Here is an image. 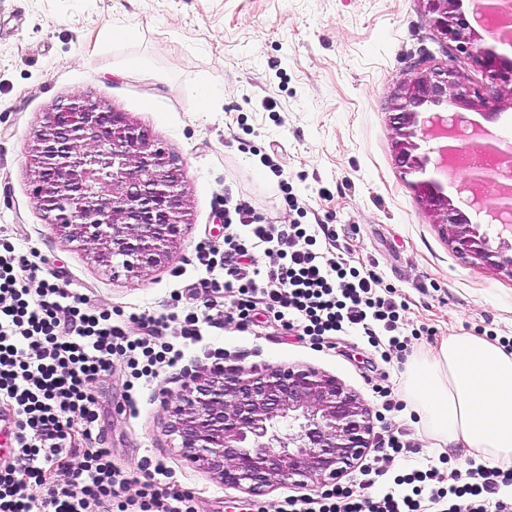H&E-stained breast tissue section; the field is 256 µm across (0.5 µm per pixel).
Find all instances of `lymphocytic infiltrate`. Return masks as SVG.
<instances>
[{"mask_svg": "<svg viewBox=\"0 0 512 512\" xmlns=\"http://www.w3.org/2000/svg\"><path fill=\"white\" fill-rule=\"evenodd\" d=\"M228 222L223 250L201 244L198 264L209 273L208 285L224 292L223 313L195 310L182 316L184 340L198 342L219 322L248 327L258 315H273L285 330L322 344L333 336L358 332L373 347L388 344L403 351L404 323L395 299L382 293L383 281L371 269L326 255L335 243L329 224H267L240 202ZM37 266L0 255V396L12 405L17 426V455L22 469H0V512H194V494L163 482L166 470L155 464L157 480L138 499L122 498L124 480L113 468L110 449H83V465L62 485L47 486L41 503L25 492L28 484L47 485V475L62 468L74 450L70 415H77L86 439L98 419L91 386L124 357L134 379L151 383L178 365L183 348L162 339L166 316L130 314L140 334L90 299L38 277ZM40 280L37 292L27 284ZM395 436L366 463L358 489L336 486L320 497H291L280 512H512V498L500 497L512 486V467L455 470L445 480L437 467L397 476L382 495H367L386 473L384 464L401 453Z\"/></svg>", "mask_w": 512, "mask_h": 512, "instance_id": "f902f5d3", "label": "lymphocytic infiltrate"}]
</instances>
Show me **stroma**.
I'll list each match as a JSON object with an SVG mask.
<instances>
[{
  "mask_svg": "<svg viewBox=\"0 0 512 512\" xmlns=\"http://www.w3.org/2000/svg\"><path fill=\"white\" fill-rule=\"evenodd\" d=\"M128 30L135 38H125ZM454 54L421 0H0V245L15 258L112 314H174L163 336L178 345V314L224 299L205 288L196 247H223L224 205L243 199L275 224L336 225L345 258L392 287L404 324L417 333L405 352L385 359L352 333L317 347L269 317L246 331L223 322L186 347L177 368L140 387L133 410L131 371L114 360L91 392L97 431L127 480L124 497H137L148 481L146 459L194 492L195 512H279L286 497L323 492L311 483L253 495L182 456L167 404L191 373L212 367L216 348L230 366L311 367L335 376L371 409L375 438L393 434L410 445L388 462L389 475L428 458L444 459L448 473L459 467L460 450L432 447L412 407L383 413L378 395L387 387L403 399L410 356L448 335L512 341V278L461 259L396 162L395 90L416 66H443ZM79 94L125 113L183 170L181 240L142 273L105 270L45 222L33 197L34 134L48 112ZM447 113L456 118L460 148L475 152L512 126L508 105L493 115L431 107L421 117ZM269 151L303 213L285 206L276 177L261 165ZM443 186L486 233L498 187L475 171Z\"/></svg>",
  "mask_w": 512,
  "mask_h": 512,
  "instance_id": "1",
  "label": "stroma"
}]
</instances>
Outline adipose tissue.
I'll return each mask as SVG.
<instances>
[{
	"label": "adipose tissue",
	"mask_w": 512,
	"mask_h": 512,
	"mask_svg": "<svg viewBox=\"0 0 512 512\" xmlns=\"http://www.w3.org/2000/svg\"><path fill=\"white\" fill-rule=\"evenodd\" d=\"M404 392L438 448H465L475 464L512 466V350L452 334L409 363Z\"/></svg>",
	"instance_id": "obj_1"
}]
</instances>
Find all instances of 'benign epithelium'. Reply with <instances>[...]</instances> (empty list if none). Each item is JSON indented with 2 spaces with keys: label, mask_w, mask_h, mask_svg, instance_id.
Segmentation results:
<instances>
[{
  "label": "benign epithelium",
  "mask_w": 512,
  "mask_h": 512,
  "mask_svg": "<svg viewBox=\"0 0 512 512\" xmlns=\"http://www.w3.org/2000/svg\"><path fill=\"white\" fill-rule=\"evenodd\" d=\"M440 38L480 69L475 88L454 67L416 72L395 95L391 117L396 158L404 175L425 173L415 155L425 105L494 113L512 102V67L495 40L477 38L461 12L463 0H423ZM473 15H502L500 39L512 43V0H468ZM34 198L49 224L84 243L96 261L137 274L168 256L185 223L181 173L149 134L87 97L48 113L36 134ZM442 234L461 255L512 277V254L490 245L434 178L413 183ZM171 405V433L182 455L224 484L261 494L274 485L333 483L360 460L373 433L371 411L336 377L310 367H214L190 376Z\"/></svg>",
  "instance_id": "obj_1"
}]
</instances>
